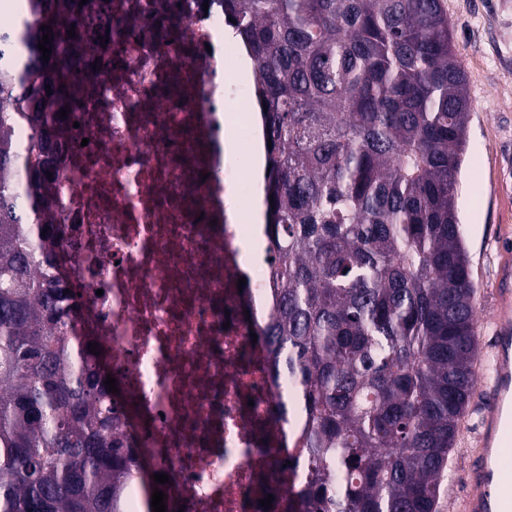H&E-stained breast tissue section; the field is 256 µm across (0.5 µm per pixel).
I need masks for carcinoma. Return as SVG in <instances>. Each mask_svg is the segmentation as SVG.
<instances>
[{"label":"carcinoma","instance_id":"obj_1","mask_svg":"<svg viewBox=\"0 0 512 512\" xmlns=\"http://www.w3.org/2000/svg\"><path fill=\"white\" fill-rule=\"evenodd\" d=\"M222 2L267 107L275 309L261 336L288 377L280 414L301 421L297 508L433 512L478 356L456 207L471 101L452 22L442 0ZM101 11L21 0L0 20V512H124L133 475L153 512L148 450L122 431L99 355L67 336L74 293L51 275L67 30Z\"/></svg>","mask_w":512,"mask_h":512}]
</instances>
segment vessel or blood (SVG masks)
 I'll list each match as a JSON object with an SVG mask.
<instances>
[{"label": "vessel or blood", "mask_w": 512, "mask_h": 512, "mask_svg": "<svg viewBox=\"0 0 512 512\" xmlns=\"http://www.w3.org/2000/svg\"><path fill=\"white\" fill-rule=\"evenodd\" d=\"M490 361L476 360V370L492 366L489 400L478 426V444L463 466L459 512H512V468L502 463L504 449L512 447V262L498 272Z\"/></svg>", "instance_id": "obj_1"}]
</instances>
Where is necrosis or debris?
I'll return each instance as SVG.
<instances>
[{"mask_svg":"<svg viewBox=\"0 0 512 512\" xmlns=\"http://www.w3.org/2000/svg\"><path fill=\"white\" fill-rule=\"evenodd\" d=\"M110 4L124 32L82 27L81 90L55 128V275L81 294L68 331L107 355L171 512H288L308 470L273 415L286 380L251 339L272 277L243 254L260 129L236 86L245 50L224 40L222 0Z\"/></svg>","mask_w":512,"mask_h":512,"instance_id":"necrosis-or-debris-1","label":"necrosis or debris"}]
</instances>
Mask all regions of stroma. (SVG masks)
<instances>
[{"label":"stroma","instance_id":"stroma-1","mask_svg":"<svg viewBox=\"0 0 512 512\" xmlns=\"http://www.w3.org/2000/svg\"><path fill=\"white\" fill-rule=\"evenodd\" d=\"M467 71L472 112L456 197L476 289V328L482 350L492 344V292L501 259L512 255V0H443ZM477 379L450 454L445 480L460 479L473 423L485 401Z\"/></svg>","mask_w":512,"mask_h":512}]
</instances>
